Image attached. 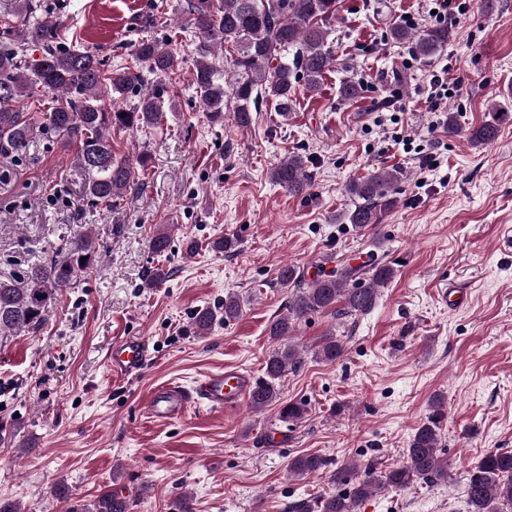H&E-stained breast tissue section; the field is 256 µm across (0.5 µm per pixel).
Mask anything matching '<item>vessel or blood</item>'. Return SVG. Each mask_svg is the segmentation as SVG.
I'll use <instances>...</instances> for the list:
<instances>
[{
	"instance_id": "obj_1",
	"label": "vessel or blood",
	"mask_w": 512,
	"mask_h": 512,
	"mask_svg": "<svg viewBox=\"0 0 512 512\" xmlns=\"http://www.w3.org/2000/svg\"><path fill=\"white\" fill-rule=\"evenodd\" d=\"M149 357L147 341L140 336H123L113 344L107 366L116 380L139 373ZM253 376L241 369H228L205 376L192 386L166 383L147 395L144 414L154 422H168L183 417L190 409L221 412L238 408L254 393Z\"/></svg>"
}]
</instances>
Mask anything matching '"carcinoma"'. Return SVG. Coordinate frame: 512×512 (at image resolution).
<instances>
[{
    "label": "carcinoma",
    "instance_id": "cac0c4a2",
    "mask_svg": "<svg viewBox=\"0 0 512 512\" xmlns=\"http://www.w3.org/2000/svg\"><path fill=\"white\" fill-rule=\"evenodd\" d=\"M16 24L8 16L0 18V154H17L48 127L74 147L73 163L86 175L82 206L98 209L112 206L134 184L131 160L112 151V133H125L155 126L161 117L162 102L153 90L144 89L145 74L171 76L179 68L178 57L153 39L136 43L126 64L107 69L94 54L66 49L61 22L42 17L41 0H16ZM338 0H189L191 28L204 43L195 60L193 84L200 96L206 118L224 121V112L233 109L240 128L252 124L258 103L273 100L285 110L296 84L315 92L325 71L335 62L328 36L336 21ZM455 35L452 26L412 32L402 26L390 28L396 43L410 42L421 58L441 51ZM42 48V59H30L28 45ZM216 50L230 55L231 75H226L208 56ZM41 88L54 95L56 104L46 113L45 123L37 122L20 109L23 99ZM138 90V102L130 109L112 107L130 91ZM491 119L470 132L475 144L494 141L500 126L512 119L501 105L490 107ZM399 169L378 168L347 186L352 207L343 219L360 230L374 229L387 211L397 204ZM270 179L291 196H304L311 186L307 160L290 155L270 171ZM66 256L51 257L31 264L20 276L0 278V337H19L43 326L62 290L98 263L102 257L98 235L76 231L64 243ZM397 272L394 263L375 261L369 268L338 264L322 271L320 278L304 281L290 265L279 268L277 281L293 292L286 312L270 323L269 336L279 343L264 361V378L249 406L255 412L278 407L282 422H297L306 414V404L283 401L280 382L300 364L299 351L292 343L296 328L310 315L332 311L339 316L370 312L378 290ZM243 301L236 293L224 296V315L204 310L195 316L198 335L209 333L214 323L236 320ZM345 353L343 341L334 334L325 336L316 357L334 363ZM447 416L444 398L436 396L425 420L415 428L403 463L378 468L367 462L353 473L349 468L330 475L333 483L345 486L336 493L323 494L298 512H356L358 504L381 487L404 489L416 482L434 483L448 477V461L440 456L442 426ZM327 459L302 455L290 464V471L305 475L326 469ZM466 492L470 512H512V451L488 452L466 470ZM67 512H131L130 502L110 492L91 504L70 506Z\"/></svg>",
    "mask_w": 512,
    "mask_h": 512
}]
</instances>
